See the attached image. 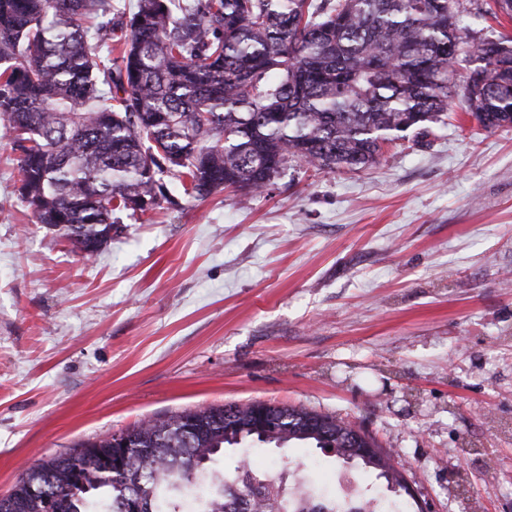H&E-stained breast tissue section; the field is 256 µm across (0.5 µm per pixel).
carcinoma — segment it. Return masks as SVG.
Segmentation results:
<instances>
[{
	"label": "carcinoma",
	"mask_w": 512,
	"mask_h": 512,
	"mask_svg": "<svg viewBox=\"0 0 512 512\" xmlns=\"http://www.w3.org/2000/svg\"><path fill=\"white\" fill-rule=\"evenodd\" d=\"M512 0H0V119L38 224L102 251L170 180L201 200L264 193L297 161L358 172L429 132L459 97L512 126V40L478 36ZM122 42L112 57V41ZM466 64L464 84L452 81ZM331 451L407 491L391 458L337 417L261 402L186 409L87 440L23 470L0 512H317L228 448Z\"/></svg>",
	"instance_id": "1"
}]
</instances>
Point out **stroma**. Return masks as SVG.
Segmentation results:
<instances>
[{"label": "stroma", "mask_w": 512, "mask_h": 512, "mask_svg": "<svg viewBox=\"0 0 512 512\" xmlns=\"http://www.w3.org/2000/svg\"><path fill=\"white\" fill-rule=\"evenodd\" d=\"M18 158L0 125V494L79 442L260 401L367 432L423 512H512V126L457 110L360 172L292 162L92 259L34 223ZM298 462L385 490L303 448L256 460Z\"/></svg>", "instance_id": "35a3bbf8"}]
</instances>
